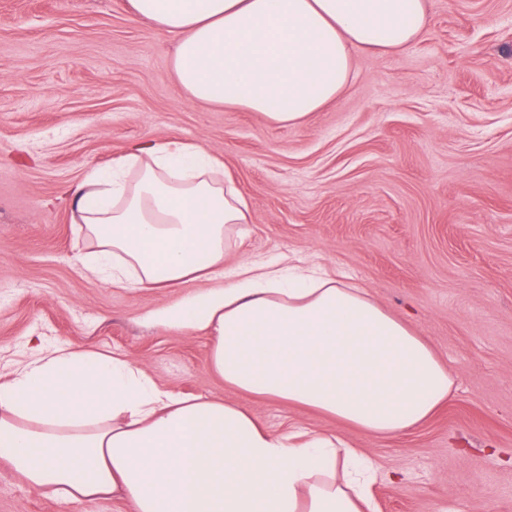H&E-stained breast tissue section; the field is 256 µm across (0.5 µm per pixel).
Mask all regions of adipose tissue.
Here are the masks:
<instances>
[{
    "mask_svg": "<svg viewBox=\"0 0 512 512\" xmlns=\"http://www.w3.org/2000/svg\"><path fill=\"white\" fill-rule=\"evenodd\" d=\"M172 36L190 100L296 126L335 101L356 49H404L429 0H131ZM222 158L182 141L92 170L72 209L82 273L133 292L202 282L151 313L210 339L225 385L315 409L373 436L411 430L451 397L447 362L358 287L324 271L225 270L247 204ZM0 461L64 501L112 496L131 512H374L377 463L329 432L277 433L245 406L158 385L129 357L72 345L0 374Z\"/></svg>",
    "mask_w": 512,
    "mask_h": 512,
    "instance_id": "obj_1",
    "label": "adipose tissue"
}]
</instances>
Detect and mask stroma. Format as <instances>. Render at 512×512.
<instances>
[{
	"mask_svg": "<svg viewBox=\"0 0 512 512\" xmlns=\"http://www.w3.org/2000/svg\"><path fill=\"white\" fill-rule=\"evenodd\" d=\"M172 52L130 0H0V370L68 344L128 356L275 432L351 439L383 474L379 512H512V0H432L414 44L353 51L344 92L297 126L188 101ZM170 140L222 156L248 202L227 267L282 260L367 288L447 360V404L384 437L239 392L207 370L206 335L146 321L198 283L131 293L85 278L64 192ZM0 512L128 506L58 501L0 465Z\"/></svg>",
	"mask_w": 512,
	"mask_h": 512,
	"instance_id": "obj_1",
	"label": "stroma"
}]
</instances>
